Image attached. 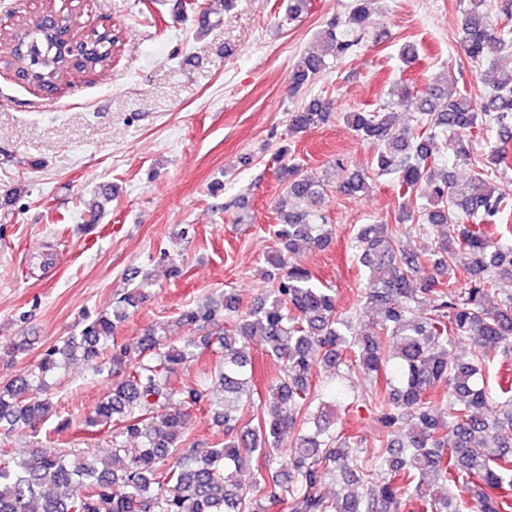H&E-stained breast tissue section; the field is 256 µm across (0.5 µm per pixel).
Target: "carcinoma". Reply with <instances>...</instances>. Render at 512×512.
<instances>
[{
	"label": "carcinoma",
	"instance_id": "carcinoma-1",
	"mask_svg": "<svg viewBox=\"0 0 512 512\" xmlns=\"http://www.w3.org/2000/svg\"><path fill=\"white\" fill-rule=\"evenodd\" d=\"M461 21L460 44L474 62L494 42L512 49V27L498 24L490 0H469ZM177 12H191L210 23L207 0H176ZM373 0H353L346 19L331 22L320 42L336 56L350 54L357 40L341 33L372 24ZM107 40L100 53L79 66L61 70L45 63L49 44L40 34L27 39L18 64L39 87L72 86L112 62ZM326 68L325 54L304 52L292 79L302 87ZM485 97L471 102L428 86L420 91L397 82L391 95L417 93L422 127L409 137L394 129L389 112H348L347 123L362 138L379 145L376 176L396 181L401 195H421L428 207L426 225L447 227L428 254L396 243L386 224H362L355 235L359 263L368 273L362 313L377 331L356 336L352 321L337 311L332 288L313 281L299 257L329 246L318 209L320 182L299 165L277 170L284 186L276 246L265 256L270 283L256 305L240 309L234 294H224L182 309L179 321L191 332L174 338L164 324L149 327L135 342L117 340L116 330L150 296L156 281L141 276L121 294L112 312L100 313L78 332L47 347L35 369L0 387V429L48 420L53 403L38 396L47 378L82 361L98 375L117 372L112 389L84 417L83 429L113 430L108 456L38 448L18 457L0 448V512H268L273 504L290 512H512V381L499 385L495 415L488 417L485 386L487 354L512 362V296L490 308L486 300L497 284L512 280V245L503 241L500 221L512 199L489 179L507 164L495 150L462 184L448 173L434 177L438 145L435 128L446 129L456 160L472 161L470 142L486 123L503 132L512 127V81L484 69ZM333 103L314 98L289 115V131L306 133L325 124ZM365 173L340 185L346 195L367 188ZM154 265L178 277L172 254L159 252ZM466 279L459 281L456 268ZM430 306L416 318L414 308ZM259 336L266 353L280 363V376L267 388L269 415H246L252 404L256 370L247 344ZM392 343L387 354L382 343ZM460 343L465 357L450 354ZM205 349L221 354L211 379L221 391L207 399L202 384L174 385L172 378ZM361 369L374 393V408L384 439L363 456L352 437L336 431L333 412L346 390L328 403L313 384L318 369L341 377L340 366ZM448 391L437 399L431 386ZM205 409L224 427V442L188 440L192 412ZM134 440L137 448H128ZM345 487L330 494L326 480Z\"/></svg>",
	"mask_w": 512,
	"mask_h": 512
}]
</instances>
